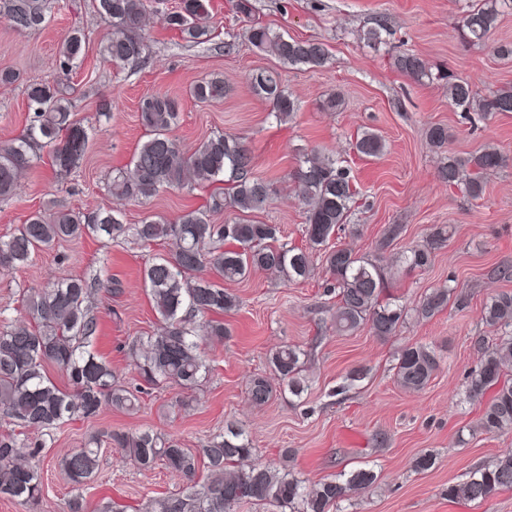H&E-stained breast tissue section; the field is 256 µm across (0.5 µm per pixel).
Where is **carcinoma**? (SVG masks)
<instances>
[{
	"instance_id": "cac0c4a2",
	"label": "carcinoma",
	"mask_w": 512,
	"mask_h": 512,
	"mask_svg": "<svg viewBox=\"0 0 512 512\" xmlns=\"http://www.w3.org/2000/svg\"><path fill=\"white\" fill-rule=\"evenodd\" d=\"M499 1L507 2L486 0L466 15L469 41L480 43L490 36L497 25ZM98 2L111 26L101 47L105 61L123 67L143 59L149 51L141 36L145 0ZM0 8L18 31L37 30L46 22L43 0H0ZM211 19V0H181L179 10L168 14L165 22L187 41L202 44L210 35ZM248 41L281 67L322 66L328 59L321 40L287 37L260 24L250 26ZM85 44L81 32L68 35L59 49L53 81L28 86L35 119L19 136L0 144L1 198L11 196L20 175L39 159L36 150L48 149L52 165L61 173L69 172L83 157L88 132L72 111L68 81ZM394 66L418 83L433 80L431 68L416 54L396 56ZM250 87L254 95L270 102L279 123L291 121L298 111L296 99L281 87L277 70L252 75ZM225 93L224 80L218 77L202 80L190 90L200 102H211ZM448 98L464 112H512L511 87L490 89L482 95L471 83L450 77ZM180 112L179 100L169 95L148 93L141 99L139 117L147 140L117 170L109 191L119 200L144 202L163 189L224 182V190H215L208 206L186 210L173 220L148 216L133 226L123 224L122 212L115 209L82 214L60 211L49 217L36 211L8 239H0L1 275L30 263L35 255L61 241L85 235L112 240L130 232L146 244L162 241L170 245L169 256L151 257L142 269L161 328L134 337L128 345L127 356L141 380L134 386L121 382L111 365L93 351L98 323L91 299L103 285L100 277L62 275L52 287L32 291L19 317L0 312V418L19 427L17 432L0 434V497L25 506L28 512H37L44 484L43 443L30 438L28 432L43 433L68 421L92 419L105 406L133 410L146 385L175 384L184 390L202 386L211 367L197 338L203 334L223 341L227 329L212 316L240 306L224 283L243 280L259 270L274 271L289 284L302 283L311 278L312 258L320 252L330 275L325 293L336 295L330 315L336 332L352 333L367 326L373 335L386 338L396 335L407 317L406 308L387 295V273L377 260L329 245L331 236L360 207L361 192L348 167L318 147L303 154L291 178L304 205L305 244L292 245L283 240L278 225L253 219L266 208L275 189L273 183L253 173L254 157L243 138L217 132L187 153L173 136ZM427 138L441 152L448 148V128L443 125L430 126ZM353 150L377 158L384 153L385 140L364 131L356 136ZM504 164L503 154L488 145L465 163L451 155L445 157L438 178L478 199L486 176ZM221 210L234 212V221L213 223L211 216ZM445 241L444 232L438 231L426 244L404 251L400 262L411 270L425 269L432 264L433 250ZM451 294L450 287L431 289L415 306L417 317L426 320L442 312ZM481 321L502 330L503 336L493 348L481 352L467 378L466 393L470 401L480 403L488 390H495L484 405L478 427L486 434H497L512 429V384L503 380V366L512 361V292L492 296L482 309ZM303 355L299 346L287 344L269 358L283 389L297 398L309 389L302 374ZM50 363L66 373L72 390L61 389L48 377L46 365ZM438 367L431 346L408 343L398 354L396 379L407 390L422 391ZM248 396L256 405L266 404L273 397L269 380L254 376ZM108 445L118 463L146 471L161 465L183 478L178 492L148 497L141 504L144 512H234L241 503L262 504L266 512H334L341 502L377 480L372 470L359 468L344 479L309 484L290 470L256 459L252 442L234 423L226 424L224 433L195 452L152 429L113 430ZM100 454V441L92 437L62 457L60 466L75 490L95 477ZM503 489H512V454L496 458L465 482L448 487V497L482 503L486 494Z\"/></svg>"
}]
</instances>
